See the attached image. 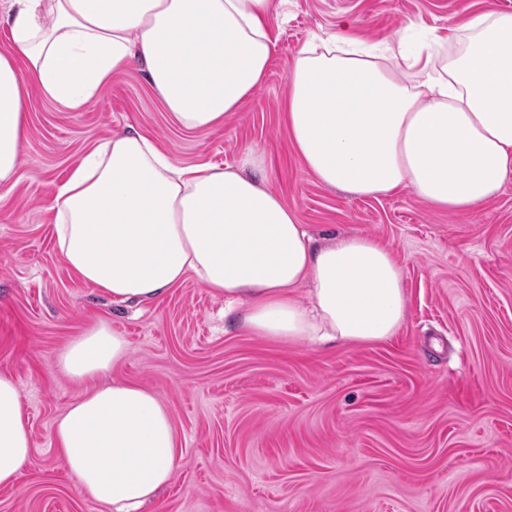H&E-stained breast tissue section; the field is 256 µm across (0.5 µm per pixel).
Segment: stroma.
<instances>
[{"label":"stroma","instance_id":"stroma-1","mask_svg":"<svg viewBox=\"0 0 512 512\" xmlns=\"http://www.w3.org/2000/svg\"><path fill=\"white\" fill-rule=\"evenodd\" d=\"M471 10L512 12V0H273L263 80L205 131L181 129L135 67L80 111L31 93L22 179L0 188V374L21 389L31 455L0 486V512H112L79 492L53 444L84 391L58 355L102 321L129 342L102 383L152 389L181 442L171 483L141 512H512V181L468 213L406 190L353 197L317 181L283 121L289 68L314 37L394 44ZM135 133L181 166L263 150L265 187L315 239L366 234L394 252L402 329L363 345L278 344L236 326L191 274L142 303L80 280L58 248L57 189L102 140Z\"/></svg>","mask_w":512,"mask_h":512}]
</instances>
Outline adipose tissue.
<instances>
[{
	"label": "adipose tissue",
	"mask_w": 512,
	"mask_h": 512,
	"mask_svg": "<svg viewBox=\"0 0 512 512\" xmlns=\"http://www.w3.org/2000/svg\"><path fill=\"white\" fill-rule=\"evenodd\" d=\"M273 0H7L0 51V186L21 175L29 85L72 110L113 73L143 66L185 129L223 124L263 78ZM286 123L323 184L369 197L408 189L432 208L472 212L512 180V12L476 11L419 44L303 49L289 74ZM266 158L237 167L174 164L146 136L100 143L54 200L73 273L118 302L153 301L194 274L257 336L280 343L381 342L402 328L403 267L374 237L320 245L266 190ZM306 295H299V287ZM129 350L101 323L59 366L84 384L55 425L78 488L112 512H138L181 458L171 414L152 390L100 384ZM16 382L0 375V486L30 457Z\"/></svg>",
	"instance_id": "adipose-tissue-1"
}]
</instances>
